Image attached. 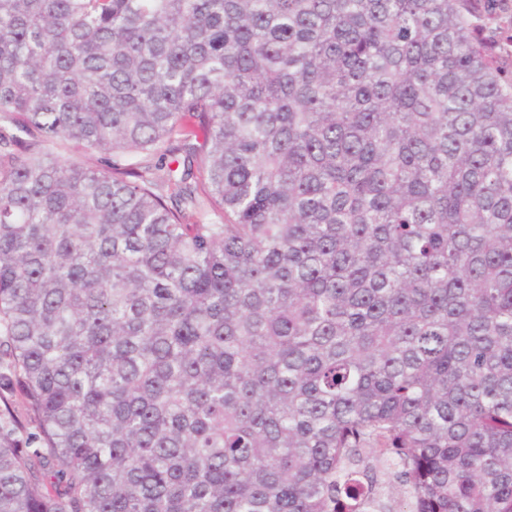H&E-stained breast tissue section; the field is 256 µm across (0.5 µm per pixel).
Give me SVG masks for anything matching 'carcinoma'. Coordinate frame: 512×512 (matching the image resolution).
Returning a JSON list of instances; mask_svg holds the SVG:
<instances>
[{"mask_svg":"<svg viewBox=\"0 0 512 512\" xmlns=\"http://www.w3.org/2000/svg\"><path fill=\"white\" fill-rule=\"evenodd\" d=\"M2 345L0 512H512L472 0H0Z\"/></svg>","mask_w":512,"mask_h":512,"instance_id":"cac0c4a2","label":"carcinoma"}]
</instances>
